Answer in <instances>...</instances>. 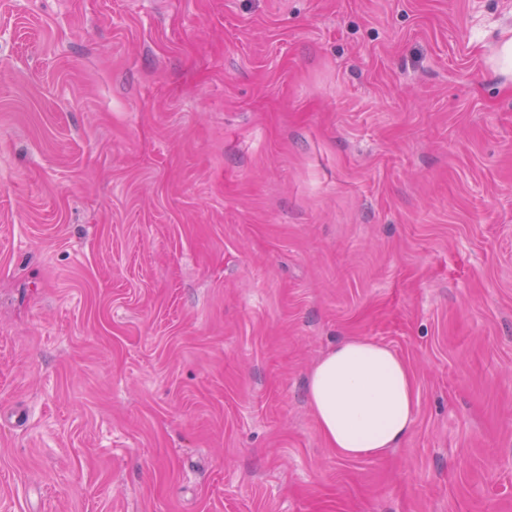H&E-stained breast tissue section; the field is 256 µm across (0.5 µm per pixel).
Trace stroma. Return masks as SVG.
I'll return each mask as SVG.
<instances>
[{"label": "stroma", "mask_w": 512, "mask_h": 512, "mask_svg": "<svg viewBox=\"0 0 512 512\" xmlns=\"http://www.w3.org/2000/svg\"><path fill=\"white\" fill-rule=\"evenodd\" d=\"M512 0H0V512H512ZM418 390L328 448L332 346ZM308 402L328 446L342 458L381 455L410 433L418 398L407 363L391 348L349 337L314 366Z\"/></svg>", "instance_id": "1"}]
</instances>
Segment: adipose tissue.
<instances>
[{
  "instance_id": "obj_1",
  "label": "adipose tissue",
  "mask_w": 512,
  "mask_h": 512,
  "mask_svg": "<svg viewBox=\"0 0 512 512\" xmlns=\"http://www.w3.org/2000/svg\"><path fill=\"white\" fill-rule=\"evenodd\" d=\"M307 396L327 446L343 458L395 448L410 433L418 405L407 363L360 336L336 344L318 361Z\"/></svg>"
}]
</instances>
